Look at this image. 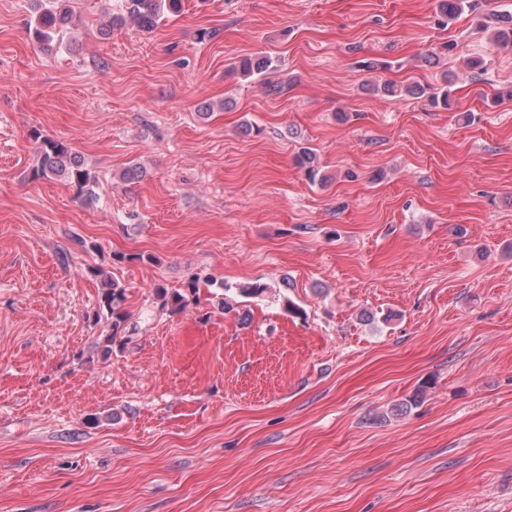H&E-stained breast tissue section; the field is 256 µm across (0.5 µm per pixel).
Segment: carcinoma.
I'll use <instances>...</instances> for the list:
<instances>
[{"label": "carcinoma", "instance_id": "cac0c4a2", "mask_svg": "<svg viewBox=\"0 0 512 512\" xmlns=\"http://www.w3.org/2000/svg\"><path fill=\"white\" fill-rule=\"evenodd\" d=\"M70 0H33L32 16L28 22L29 34L38 42L45 43L53 38V34L61 33L73 22L74 11L69 5ZM182 0H122V14L110 17L105 27L112 28L116 21L131 22L138 28L148 31L158 21L178 13ZM467 12L478 19V25L488 33L490 44L498 48L512 47V13L481 12L480 0H439V14L443 23ZM273 67V60L268 56L246 58L240 62L241 74L247 78L265 75ZM453 79L446 80V86L438 91L425 94V89L418 85H397L389 81L371 84L370 93L385 97H401L403 95L427 96L430 106L448 111L457 110L450 86ZM39 155L38 165L32 170L35 179L60 177L65 184L74 189L75 196L82 201H92L99 197V182L87 168L80 157L65 144L51 138L34 134ZM298 166L304 171L306 179L312 184L323 185L328 177L323 172V165L318 155L310 148L301 149L296 156ZM98 302V314L111 320L112 333L104 336L102 344L104 355L112 354V345L117 343L121 324L126 322L124 310L125 288L112 278L104 280ZM198 282L192 280L185 288L168 292L164 287L157 288V294L163 304L174 309L182 308L189 298L196 295Z\"/></svg>", "mask_w": 512, "mask_h": 512}]
</instances>
